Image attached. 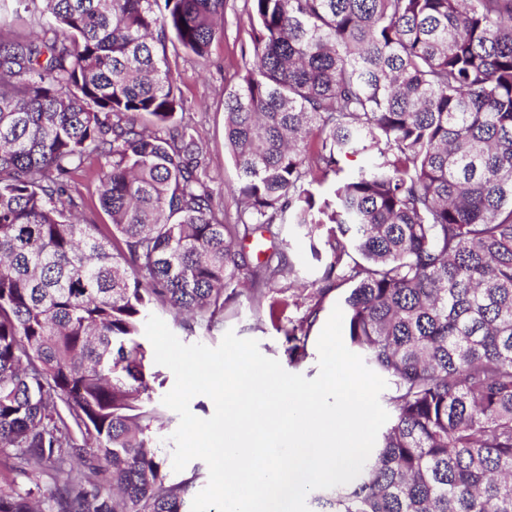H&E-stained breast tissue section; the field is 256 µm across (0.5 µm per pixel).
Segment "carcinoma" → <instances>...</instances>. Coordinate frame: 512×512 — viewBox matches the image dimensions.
Instances as JSON below:
<instances>
[{
    "label": "carcinoma",
    "mask_w": 512,
    "mask_h": 512,
    "mask_svg": "<svg viewBox=\"0 0 512 512\" xmlns=\"http://www.w3.org/2000/svg\"><path fill=\"white\" fill-rule=\"evenodd\" d=\"M253 63L224 99V223L166 42L199 58L225 0L41 4L0 30V465L47 468L50 512H190L150 451L154 308L192 333L295 275L300 229L350 285L347 338L393 419L311 512H512V0H248ZM376 162L342 175L350 154ZM97 183L112 224H82ZM307 329L285 331L305 357ZM0 512H41L0 489Z\"/></svg>",
    "instance_id": "cac0c4a2"
}]
</instances>
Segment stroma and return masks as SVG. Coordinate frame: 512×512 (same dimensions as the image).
<instances>
[{
	"instance_id": "obj_1",
	"label": "stroma",
	"mask_w": 512,
	"mask_h": 512,
	"mask_svg": "<svg viewBox=\"0 0 512 512\" xmlns=\"http://www.w3.org/2000/svg\"><path fill=\"white\" fill-rule=\"evenodd\" d=\"M252 28L248 20V0H226L224 33L212 42L206 59L178 52L170 53L176 65L175 75L187 102L185 119L197 131L206 151L214 178L213 188L228 217L236 215V201L231 193L238 183V171L224 144V98L242 81L252 56ZM289 246L286 254L299 272L306 288L300 289L297 304L285 308L278 321H271L266 309L257 307L249 293H241L224 311V321L211 334L201 336L183 330L169 313L161 318L169 329L186 344L202 343L218 346L227 331L239 337L256 340L262 355L285 363L288 372L315 378L319 373L317 341L333 307L342 303L345 287L319 294L310 282L320 274L321 263L312 257L310 242L294 228H284ZM317 307V319L308 332L306 356L295 364L285 355V327L299 324L310 307Z\"/></svg>"
}]
</instances>
